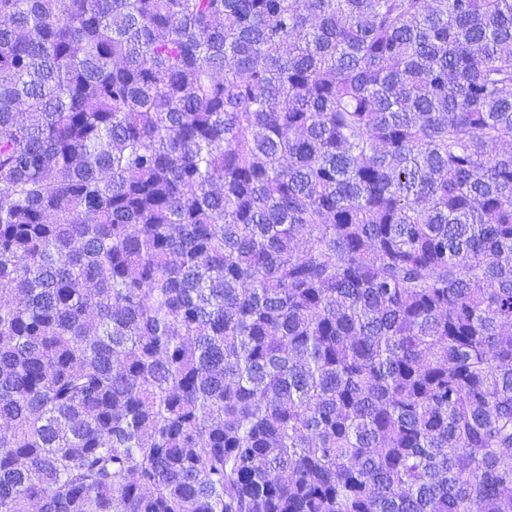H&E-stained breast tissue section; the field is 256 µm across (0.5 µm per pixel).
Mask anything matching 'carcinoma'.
Masks as SVG:
<instances>
[{
	"mask_svg": "<svg viewBox=\"0 0 512 512\" xmlns=\"http://www.w3.org/2000/svg\"><path fill=\"white\" fill-rule=\"evenodd\" d=\"M0 512H512V0H0Z\"/></svg>",
	"mask_w": 512,
	"mask_h": 512,
	"instance_id": "cac0c4a2",
	"label": "carcinoma"
}]
</instances>
